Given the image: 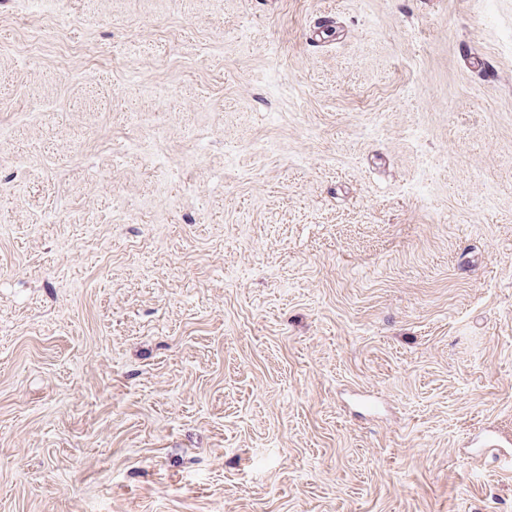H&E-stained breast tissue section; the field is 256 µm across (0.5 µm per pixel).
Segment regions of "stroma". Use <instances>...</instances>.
<instances>
[{
    "instance_id": "obj_1",
    "label": "stroma",
    "mask_w": 512,
    "mask_h": 512,
    "mask_svg": "<svg viewBox=\"0 0 512 512\" xmlns=\"http://www.w3.org/2000/svg\"><path fill=\"white\" fill-rule=\"evenodd\" d=\"M0 0V512H512V0Z\"/></svg>"
}]
</instances>
